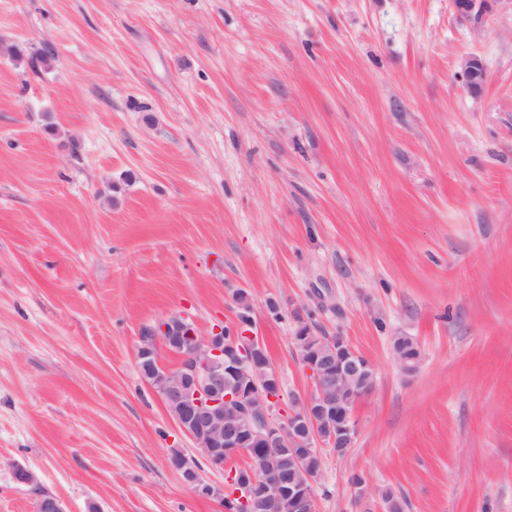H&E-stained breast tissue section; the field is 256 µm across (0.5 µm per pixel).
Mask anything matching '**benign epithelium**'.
<instances>
[{"label": "benign epithelium", "mask_w": 512, "mask_h": 512, "mask_svg": "<svg viewBox=\"0 0 512 512\" xmlns=\"http://www.w3.org/2000/svg\"><path fill=\"white\" fill-rule=\"evenodd\" d=\"M452 2L457 15L467 20L492 13L500 0ZM461 68L467 90L481 93L485 84L481 60L467 57ZM239 307L241 312L227 331L217 324L202 335L188 316L172 314L140 333L137 362L142 378L209 467L224 474L226 483L206 481L197 462L179 449L171 450L169 462L198 496L222 500L233 487L245 512H261L282 501L288 503L289 512H315L320 449L352 447L358 433L356 402L372 390L369 386L353 392L350 369L372 365L344 337H325L321 348L303 359L311 392L295 399L283 415L280 378L265 343L254 331L250 304L243 294ZM162 350L174 355L177 363H165ZM285 451L302 480L290 481L279 473ZM250 454L261 458L263 470L231 465ZM15 477L38 490L36 512H67L59 497L39 488L29 470L18 465Z\"/></svg>", "instance_id": "1"}]
</instances>
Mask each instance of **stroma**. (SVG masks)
Wrapping results in <instances>:
<instances>
[{
    "mask_svg": "<svg viewBox=\"0 0 512 512\" xmlns=\"http://www.w3.org/2000/svg\"><path fill=\"white\" fill-rule=\"evenodd\" d=\"M240 291L281 409L300 320L374 368L317 512H512V0H0V512H225L136 352ZM502 0H452L457 15L464 19H470L473 15L490 14L495 5ZM466 78V88L473 94H480L485 84V71L481 60L478 57H466L461 65ZM15 477L18 482L30 485L33 489H39L35 502L37 512H67L63 501L56 495L42 490L29 470L18 465L15 467Z\"/></svg>",
    "mask_w": 512,
    "mask_h": 512,
    "instance_id": "obj_1",
    "label": "stroma"
}]
</instances>
